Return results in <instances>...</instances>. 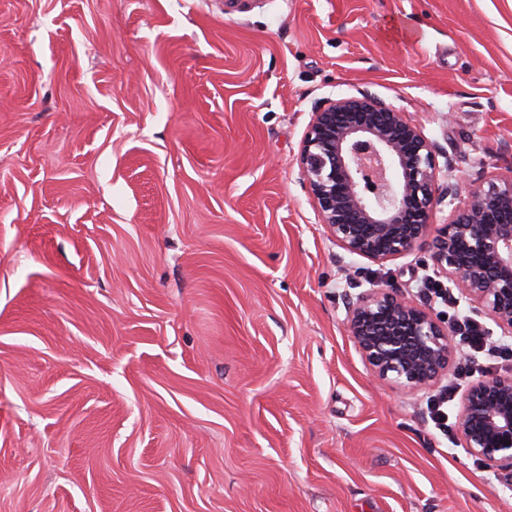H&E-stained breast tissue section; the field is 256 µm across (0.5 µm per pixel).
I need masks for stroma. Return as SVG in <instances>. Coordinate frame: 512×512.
Returning <instances> with one entry per match:
<instances>
[{
	"mask_svg": "<svg viewBox=\"0 0 512 512\" xmlns=\"http://www.w3.org/2000/svg\"><path fill=\"white\" fill-rule=\"evenodd\" d=\"M0 512H512L374 377L315 105L366 89L455 169H512V0H0ZM457 348L448 382L512 374Z\"/></svg>",
	"mask_w": 512,
	"mask_h": 512,
	"instance_id": "1",
	"label": "stroma"
}]
</instances>
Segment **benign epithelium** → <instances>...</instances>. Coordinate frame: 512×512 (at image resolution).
<instances>
[{
    "label": "benign epithelium",
    "mask_w": 512,
    "mask_h": 512,
    "mask_svg": "<svg viewBox=\"0 0 512 512\" xmlns=\"http://www.w3.org/2000/svg\"><path fill=\"white\" fill-rule=\"evenodd\" d=\"M403 112L366 90L327 98L301 142L300 175L331 240L347 253L384 263L426 246L436 272L470 305L512 335V170L492 173L454 205L456 184L440 179L449 162ZM451 219L433 223L443 202ZM346 327L376 376L406 392L426 390L448 372L453 326L378 285L359 293ZM456 435L469 455L512 472V376L472 383Z\"/></svg>",
    "instance_id": "7a95c632"
}]
</instances>
